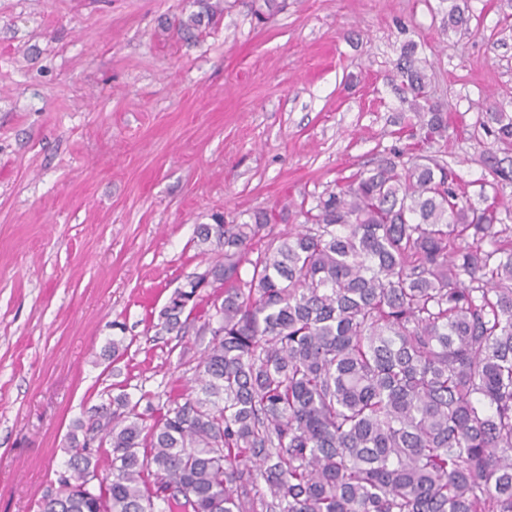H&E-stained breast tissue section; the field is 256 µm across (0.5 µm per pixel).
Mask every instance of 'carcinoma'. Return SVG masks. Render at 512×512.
<instances>
[{
	"mask_svg": "<svg viewBox=\"0 0 512 512\" xmlns=\"http://www.w3.org/2000/svg\"><path fill=\"white\" fill-rule=\"evenodd\" d=\"M447 1L444 27L465 24L468 0ZM396 67L422 98L414 46ZM416 116L421 141L448 138L444 113ZM483 126L512 142L508 113ZM510 220L448 164L396 152L294 231L267 213L199 225L224 298L191 393L150 425L125 394L93 408L40 512H512ZM198 298L175 289L160 331L185 335Z\"/></svg>",
	"mask_w": 512,
	"mask_h": 512,
	"instance_id": "cac0c4a2",
	"label": "carcinoma"
}]
</instances>
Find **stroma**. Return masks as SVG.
I'll list each match as a JSON object with an SVG mask.
<instances>
[{
  "instance_id": "obj_1",
  "label": "stroma",
  "mask_w": 512,
  "mask_h": 512,
  "mask_svg": "<svg viewBox=\"0 0 512 512\" xmlns=\"http://www.w3.org/2000/svg\"><path fill=\"white\" fill-rule=\"evenodd\" d=\"M0 0V512H39L71 431L125 393H189L208 343L158 332L212 255L198 225L317 196L397 151L512 207V0ZM414 43L448 138L414 135L396 67ZM122 341L113 351V341ZM483 126L490 129L495 140L502 143L512 142V116L507 112H487Z\"/></svg>"
}]
</instances>
